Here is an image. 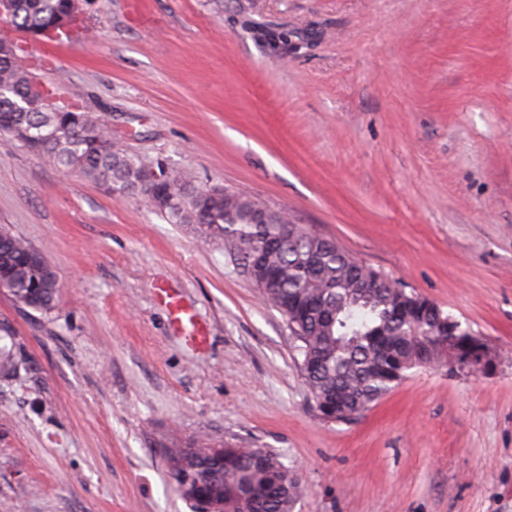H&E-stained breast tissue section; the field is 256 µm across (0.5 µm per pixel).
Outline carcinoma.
Here are the masks:
<instances>
[{
	"instance_id": "carcinoma-1",
	"label": "carcinoma",
	"mask_w": 512,
	"mask_h": 512,
	"mask_svg": "<svg viewBox=\"0 0 512 512\" xmlns=\"http://www.w3.org/2000/svg\"><path fill=\"white\" fill-rule=\"evenodd\" d=\"M72 0H16L8 26L52 40L79 26ZM0 44V131L28 129L22 141L59 167L80 173L114 195L145 197L174 224L198 225L207 241L250 268L262 297L286 320L300 356L298 366L314 408L329 423L362 415L416 368L448 362V316L404 288L353 287L384 277L335 242L305 231L282 211L249 196L200 186L192 174L166 168L131 151L112 129L78 107L25 111L32 73L15 61L18 44ZM43 253L0 227V287L20 305L49 312L58 303L57 276L42 277ZM169 478L181 490L193 480L202 512L205 498L224 495L226 512H294L300 494L296 471L270 448L226 446L205 439L193 447H166Z\"/></svg>"
}]
</instances>
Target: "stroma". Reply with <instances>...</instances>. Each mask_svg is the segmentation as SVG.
<instances>
[{"label":"stroma","mask_w":512,"mask_h":512,"mask_svg":"<svg viewBox=\"0 0 512 512\" xmlns=\"http://www.w3.org/2000/svg\"><path fill=\"white\" fill-rule=\"evenodd\" d=\"M64 44L15 34L50 102L246 193L483 336L477 375L415 368L323 421L240 261L137 195L0 132V226L61 287L0 289V512H192L161 444L207 436L297 467L295 512H512V0H85ZM178 291L191 351L154 298ZM156 299L166 308L172 326L184 332V337L192 349L207 348L210 340L207 328L194 319L179 295L167 288H157Z\"/></svg>","instance_id":"obj_1"}]
</instances>
